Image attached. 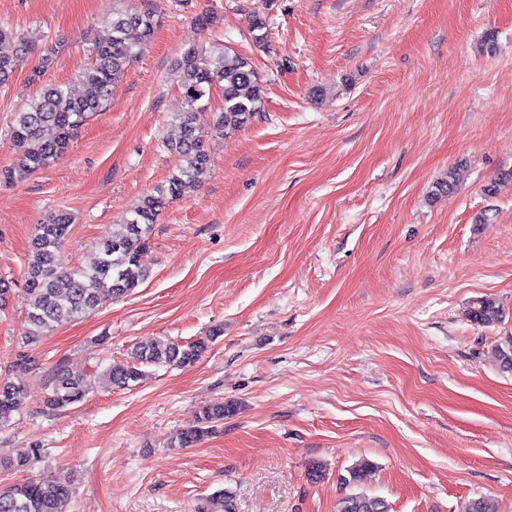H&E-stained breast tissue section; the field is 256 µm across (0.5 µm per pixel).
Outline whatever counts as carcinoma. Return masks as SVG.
<instances>
[{"mask_svg": "<svg viewBox=\"0 0 512 512\" xmlns=\"http://www.w3.org/2000/svg\"><path fill=\"white\" fill-rule=\"evenodd\" d=\"M161 23L152 9L130 10L117 7L97 31L88 47L90 62L79 74L83 91L74 96L60 83H48L13 113L10 136L15 148L13 162L0 169V183H19L57 162L68 151L75 133L93 115L103 111L112 99L114 85L128 71L137 56V44L150 40ZM266 18L255 12L251 16L249 35L262 47L267 38ZM13 42L12 53H0V89L8 87L20 62L29 53L27 42L6 24H0V43ZM183 112L178 119L182 129L176 142L164 144L178 159L176 173L165 184L146 194L133 210L132 217L120 225L112 239L92 246L88 264L66 269L59 263L62 244L68 235L71 217L56 214L46 224H39L31 242L24 288L27 338L34 340L48 328L73 321L96 311L107 299H118L135 290L148 276L145 258L149 251L151 226L170 201L180 197L194 184L196 175L207 165L205 143L222 139L243 128L259 112L264 88L250 58L221 50L209 55L195 49L186 50L179 63ZM220 90L224 107L211 124L201 122L210 95ZM456 170L448 169L445 177L432 185L431 196L437 198L453 191ZM470 321L486 327L503 318V310L492 298H479L469 311ZM221 336L215 329L191 343L175 341L138 345L131 360L110 366L106 375L112 385L126 388L142 376V366L185 368L199 361L210 344ZM499 368L512 373V336L495 346ZM96 375H72L58 364L43 382L45 406L60 411L76 404L92 390ZM26 385L0 380V425L20 409L26 398ZM235 411L233 405L216 401L204 407L197 425L178 431L173 446L187 448L202 440L216 424ZM374 465L367 459L357 461L343 477L349 488L337 504L336 512H390L387 501L361 490V484ZM71 489L61 478L24 480L0 485V512H68ZM198 512H234L233 497L219 492L206 499ZM460 512H495L486 498L467 500Z\"/></svg>", "mask_w": 512, "mask_h": 512, "instance_id": "carcinoma-1", "label": "carcinoma"}]
</instances>
